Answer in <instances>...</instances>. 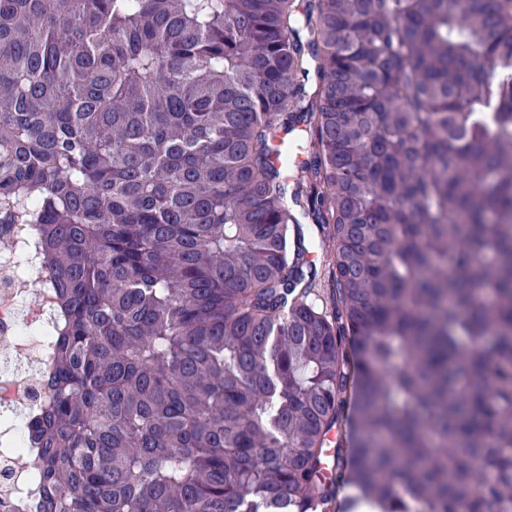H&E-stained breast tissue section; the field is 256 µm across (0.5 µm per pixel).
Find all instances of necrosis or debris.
<instances>
[{
    "instance_id": "4bbe7bcc",
    "label": "necrosis or debris",
    "mask_w": 512,
    "mask_h": 512,
    "mask_svg": "<svg viewBox=\"0 0 512 512\" xmlns=\"http://www.w3.org/2000/svg\"><path fill=\"white\" fill-rule=\"evenodd\" d=\"M56 318L46 289L20 277L13 253L0 246V469L12 471L0 485V512H39L23 492L30 472L18 463L35 453L26 433L45 396L39 380L49 365Z\"/></svg>"
}]
</instances>
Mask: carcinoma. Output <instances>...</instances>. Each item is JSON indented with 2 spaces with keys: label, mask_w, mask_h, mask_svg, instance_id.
Returning a JSON list of instances; mask_svg holds the SVG:
<instances>
[{
  "label": "carcinoma",
  "mask_w": 512,
  "mask_h": 512,
  "mask_svg": "<svg viewBox=\"0 0 512 512\" xmlns=\"http://www.w3.org/2000/svg\"><path fill=\"white\" fill-rule=\"evenodd\" d=\"M6 224L41 512H512V0H0Z\"/></svg>",
  "instance_id": "carcinoma-1"
}]
</instances>
